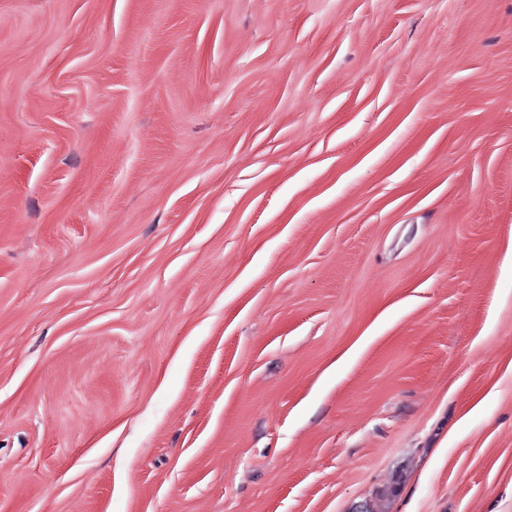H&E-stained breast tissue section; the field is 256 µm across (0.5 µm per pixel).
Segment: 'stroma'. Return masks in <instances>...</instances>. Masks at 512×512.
<instances>
[{
	"label": "stroma",
	"instance_id": "1",
	"mask_svg": "<svg viewBox=\"0 0 512 512\" xmlns=\"http://www.w3.org/2000/svg\"><path fill=\"white\" fill-rule=\"evenodd\" d=\"M512 0H0V512H512Z\"/></svg>",
	"mask_w": 512,
	"mask_h": 512
}]
</instances>
